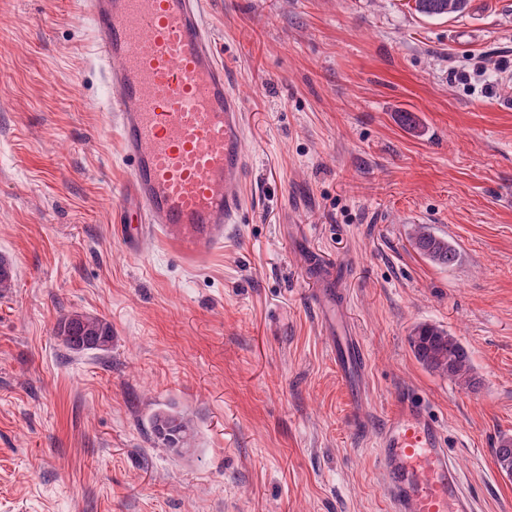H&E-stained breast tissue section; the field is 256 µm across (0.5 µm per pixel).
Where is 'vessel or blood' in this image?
<instances>
[{
  "label": "vessel or blood",
  "mask_w": 512,
  "mask_h": 512,
  "mask_svg": "<svg viewBox=\"0 0 512 512\" xmlns=\"http://www.w3.org/2000/svg\"><path fill=\"white\" fill-rule=\"evenodd\" d=\"M109 109L130 173L113 187L117 233L139 245L157 232L187 254L219 244L244 212L250 163L243 105L213 44L205 0H86ZM323 291L322 329L353 392L363 346ZM390 512H475L445 437L423 402L401 395L376 435Z\"/></svg>",
  "instance_id": "obj_1"
}]
</instances>
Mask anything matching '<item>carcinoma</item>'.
Returning a JSON list of instances; mask_svg holds the SVG:
<instances>
[{"mask_svg": "<svg viewBox=\"0 0 512 512\" xmlns=\"http://www.w3.org/2000/svg\"><path fill=\"white\" fill-rule=\"evenodd\" d=\"M415 10L430 18L448 17L465 11L468 0H414ZM412 248L439 267H452L458 261L457 250L448 239L432 233L424 224H417L410 235ZM15 287V269L10 258L0 255V296ZM54 334L70 352L83 354L105 352L112 346V323L104 317L84 312H71L57 321ZM409 343L417 361L426 369L447 376L465 389L480 384L466 347L441 326L421 324L409 336ZM154 441L174 455L180 449L191 447L194 425L186 415L159 410L150 419ZM494 456L498 467L508 462L512 468V436L504 434L497 442Z\"/></svg>", "mask_w": 512, "mask_h": 512, "instance_id": "obj_1", "label": "carcinoma"}]
</instances>
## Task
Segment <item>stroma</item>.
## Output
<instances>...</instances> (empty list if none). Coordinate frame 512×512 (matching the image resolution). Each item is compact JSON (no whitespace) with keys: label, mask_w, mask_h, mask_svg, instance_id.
Returning a JSON list of instances; mask_svg holds the SVG:
<instances>
[{"label":"stroma","mask_w":512,"mask_h":512,"mask_svg":"<svg viewBox=\"0 0 512 512\" xmlns=\"http://www.w3.org/2000/svg\"><path fill=\"white\" fill-rule=\"evenodd\" d=\"M246 112L242 221L204 254L113 223L125 179L82 0H0V512H388L373 440L404 392L439 421L478 512H512V0H208ZM411 113L414 126L401 116ZM447 237L440 268L412 225ZM366 354L350 400L318 321L319 265ZM112 324L104 353L54 336ZM422 323L477 390L426 370ZM195 426L176 456L150 415ZM415 10L430 18L448 17L465 11L468 0H414ZM412 248L439 267H452L458 261L457 250L448 239L432 233L424 224H417L410 235ZM54 334L60 343L75 354L105 352L112 346V324L104 317L71 312L57 321ZM409 343L415 358L426 369L448 376L468 390L479 386L480 380L471 367L468 350L443 327L418 325L411 332Z\"/></svg>","instance_id":"stroma-1"}]
</instances>
